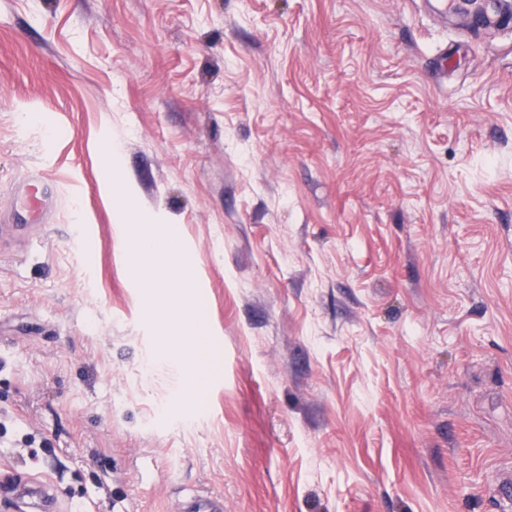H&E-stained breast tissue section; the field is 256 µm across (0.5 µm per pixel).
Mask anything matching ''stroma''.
I'll list each match as a JSON object with an SVG mask.
<instances>
[{"label":"stroma","mask_w":512,"mask_h":512,"mask_svg":"<svg viewBox=\"0 0 512 512\" xmlns=\"http://www.w3.org/2000/svg\"><path fill=\"white\" fill-rule=\"evenodd\" d=\"M46 168L51 222L10 229ZM126 200L191 287L138 261ZM176 290L214 338L187 409ZM511 476L512 27L0 0V512H504ZM132 215L136 217L137 223L132 224L130 228L131 235L136 243L137 251L146 259L151 260L157 254H175L176 260L168 266L170 274L180 277L181 281L186 283L183 276L191 266V258L188 254L181 251L177 245L178 228L174 224H165L163 229L156 233L147 231L148 226H153L157 222L143 217L135 211Z\"/></svg>","instance_id":"1"}]
</instances>
